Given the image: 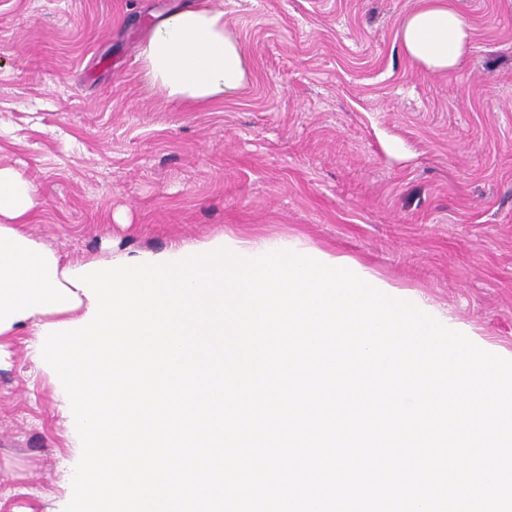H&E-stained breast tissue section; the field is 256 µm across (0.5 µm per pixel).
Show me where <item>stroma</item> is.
Instances as JSON below:
<instances>
[{
	"label": "stroma",
	"instance_id": "obj_1",
	"mask_svg": "<svg viewBox=\"0 0 512 512\" xmlns=\"http://www.w3.org/2000/svg\"><path fill=\"white\" fill-rule=\"evenodd\" d=\"M456 68L407 58L419 0H0V167L40 202L28 234L107 261L233 233L356 258L512 353V0H453ZM208 4L244 88L184 106L144 87L140 45ZM0 338V512H59L75 454L61 397Z\"/></svg>",
	"mask_w": 512,
	"mask_h": 512
}]
</instances>
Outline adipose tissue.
Returning <instances> with one entry per match:
<instances>
[{
	"label": "adipose tissue",
	"instance_id": "ef3b65f1",
	"mask_svg": "<svg viewBox=\"0 0 512 512\" xmlns=\"http://www.w3.org/2000/svg\"><path fill=\"white\" fill-rule=\"evenodd\" d=\"M397 37L405 54L431 73L458 65L470 43V27L452 0H423L401 22ZM140 58L150 89L188 105L237 93L247 69L241 43L224 26L222 11L211 7L173 10L155 22ZM38 201L33 184L18 171L0 167V337L30 324L85 318L90 302L64 278L60 256L25 231Z\"/></svg>",
	"mask_w": 512,
	"mask_h": 512
}]
</instances>
